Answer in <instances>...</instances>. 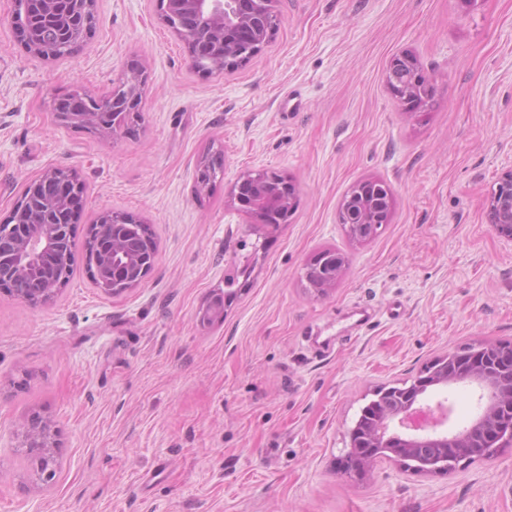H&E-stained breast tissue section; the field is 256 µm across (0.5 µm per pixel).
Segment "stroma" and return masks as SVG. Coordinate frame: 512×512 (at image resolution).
<instances>
[{
  "label": "stroma",
  "mask_w": 512,
  "mask_h": 512,
  "mask_svg": "<svg viewBox=\"0 0 512 512\" xmlns=\"http://www.w3.org/2000/svg\"><path fill=\"white\" fill-rule=\"evenodd\" d=\"M15 9L0 0V222L29 180L64 168L86 187L76 240L124 211L158 248L119 295L81 261L37 307L0 287V512H512V446L447 474L336 466L379 388L512 343V243L486 219L512 169V0H280L261 51L217 74L194 67L158 0H95L88 45L57 62L31 56ZM402 52L434 86L417 108L386 86ZM133 67L136 133L54 120L52 94L102 99ZM210 151L224 173L198 197ZM252 170L296 190L269 240L231 199ZM365 180L393 208L359 245L338 212ZM324 250L346 268L319 295L304 267ZM31 416L60 447L49 483L15 453Z\"/></svg>",
  "instance_id": "obj_1"
}]
</instances>
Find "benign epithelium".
<instances>
[{
  "label": "benign epithelium",
  "mask_w": 512,
  "mask_h": 512,
  "mask_svg": "<svg viewBox=\"0 0 512 512\" xmlns=\"http://www.w3.org/2000/svg\"><path fill=\"white\" fill-rule=\"evenodd\" d=\"M279 0H159L162 22L179 34L188 48L190 57L211 56L207 67L213 71L225 70L256 56L266 43L278 20ZM94 0H22L17 6L15 22L18 36L38 58L53 60L56 50L43 44L40 26L42 18L56 23L58 40L83 45L90 36L95 18ZM387 80L391 94L414 108L432 97L433 85L422 74L416 58L409 53L394 56L389 64ZM141 96V82L135 75L125 78L120 88L112 93V103L121 104L126 111ZM261 170L241 175L233 186L234 199L255 213L274 214L291 208L294 195H287L273 184L259 179ZM53 190L56 198L39 210L41 220L35 224H22L19 213H11L6 223L0 224V236H13L19 247L13 252L0 250V285H12L14 277L23 268L20 259H41L56 255L70 234L75 210L83 199L81 183H71L72 174H63ZM392 210V198L381 199L376 180L363 181L352 187L343 200L339 223L345 225L353 241L363 243L371 238L366 231L370 224H385ZM487 218L497 235L512 243V168L503 173L487 200ZM124 217L112 214V223L99 225L96 245L105 251L109 241L125 233ZM156 251L140 255L127 254L114 247L106 254V263L116 265L115 275L125 280L122 286H113L95 275L96 284L104 292L117 294L139 286L151 271ZM317 268L323 279L319 291L336 287L344 268V259L331 251H321L306 263L305 270ZM476 383L486 396L482 415L466 430L421 433L414 423L420 412H447V408L419 404V397L429 387L446 388L458 382ZM17 431L27 439L41 462L42 471L35 475L40 482H50L56 473L57 445L50 440L45 427L36 418L21 421ZM362 444H350L342 471L360 476L371 469L378 455L375 448H386L390 457L410 469L426 473H443L456 468L461 462H470L493 456L500 449L512 445V365L495 368L480 360V351L473 352L467 361L452 352L438 359L432 379L416 383L409 400L400 408L383 415L364 431ZM432 444L440 449L436 459L411 463L414 449Z\"/></svg>",
  "instance_id": "7a95c632"
}]
</instances>
